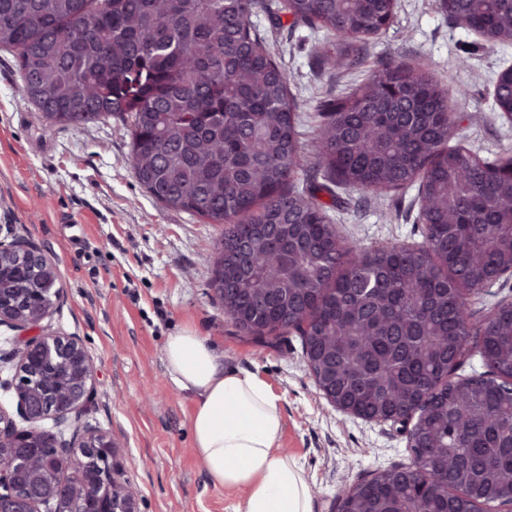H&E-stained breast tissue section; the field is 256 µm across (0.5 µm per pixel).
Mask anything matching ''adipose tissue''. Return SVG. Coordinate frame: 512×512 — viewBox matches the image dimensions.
<instances>
[{
  "instance_id": "ef3b65f1",
  "label": "adipose tissue",
  "mask_w": 512,
  "mask_h": 512,
  "mask_svg": "<svg viewBox=\"0 0 512 512\" xmlns=\"http://www.w3.org/2000/svg\"><path fill=\"white\" fill-rule=\"evenodd\" d=\"M164 356L171 383L196 399L190 432L206 475L247 492L238 512H311L301 468L276 451L282 414L268 385L225 368L223 350L190 328L167 337Z\"/></svg>"
}]
</instances>
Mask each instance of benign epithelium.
<instances>
[{
    "label": "benign epithelium",
    "mask_w": 512,
    "mask_h": 512,
    "mask_svg": "<svg viewBox=\"0 0 512 512\" xmlns=\"http://www.w3.org/2000/svg\"><path fill=\"white\" fill-rule=\"evenodd\" d=\"M0 326L14 331L15 410L0 405V512H141L112 433L84 419L97 367L82 340L44 320L63 288L52 260L0 224Z\"/></svg>",
    "instance_id": "obj_1"
}]
</instances>
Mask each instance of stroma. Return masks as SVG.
Returning a JSON list of instances; mask_svg holds the SVG:
<instances>
[{
    "instance_id": "obj_1",
    "label": "stroma",
    "mask_w": 512,
    "mask_h": 512,
    "mask_svg": "<svg viewBox=\"0 0 512 512\" xmlns=\"http://www.w3.org/2000/svg\"><path fill=\"white\" fill-rule=\"evenodd\" d=\"M254 23L287 73L300 110L305 167L316 168L318 112L371 69L405 57L459 92L453 138L481 157L512 156V121L494 109L498 73L512 67V44H487L457 27L440 0H396L385 33L366 41L360 62L321 64V34L307 27ZM124 122L47 124L22 97L17 58L0 50V224L55 262L65 299L55 329L80 337L98 374L87 417L112 434L141 512H237L244 494L214 485L193 451V395L170 383L168 335L184 328L209 337L226 367L259 376L278 397L280 448L302 467L312 512H336L340 488L376 471L411 466L409 432L336 411L288 334L264 345L242 336L209 286L223 225L166 208L140 186ZM331 216L339 235L368 249L423 241L416 188L381 196L341 193Z\"/></svg>"
}]
</instances>
